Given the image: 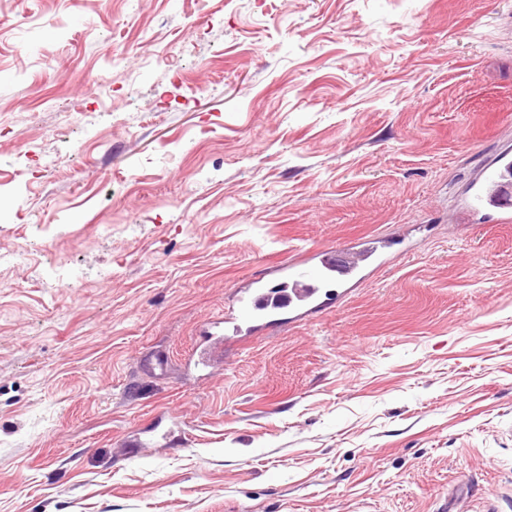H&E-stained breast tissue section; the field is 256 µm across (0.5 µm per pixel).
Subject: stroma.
<instances>
[{
	"label": "stroma",
	"mask_w": 512,
	"mask_h": 512,
	"mask_svg": "<svg viewBox=\"0 0 512 512\" xmlns=\"http://www.w3.org/2000/svg\"><path fill=\"white\" fill-rule=\"evenodd\" d=\"M506 146L512 0H0V512H512V224L457 220ZM370 236L190 367L259 271ZM397 243L383 237H366L314 254L309 259L292 260L279 269L274 279L255 276L236 292L235 306L224 318L203 330L192 351L197 366L207 370L224 364V340L274 331L298 320L317 317L342 298L349 289L330 288L343 284L392 253ZM341 290L340 292L338 290Z\"/></svg>",
	"instance_id": "obj_1"
}]
</instances>
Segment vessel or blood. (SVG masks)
<instances>
[{
  "instance_id": "1",
  "label": "vessel or blood",
  "mask_w": 512,
  "mask_h": 512,
  "mask_svg": "<svg viewBox=\"0 0 512 512\" xmlns=\"http://www.w3.org/2000/svg\"><path fill=\"white\" fill-rule=\"evenodd\" d=\"M461 221L490 224L512 223V151H499L491 165L470 186L461 207ZM393 241L367 237L292 260L279 269L276 278L254 277L237 291L235 304L223 318L203 330L192 351L197 366L211 369L223 365L225 342L270 332L325 313L335 301L336 285L346 283L392 252Z\"/></svg>"
}]
</instances>
